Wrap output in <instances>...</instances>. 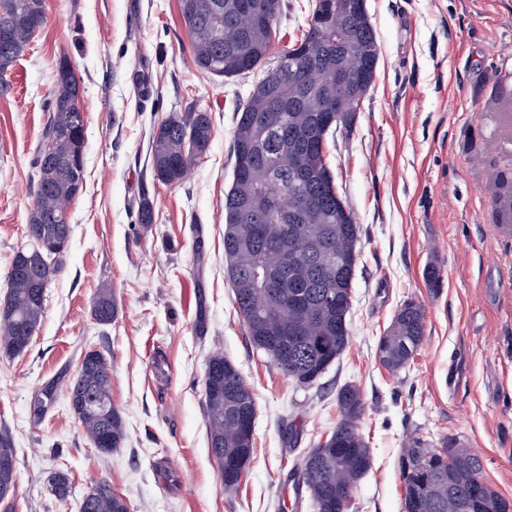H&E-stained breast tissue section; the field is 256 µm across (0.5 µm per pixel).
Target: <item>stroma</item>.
Returning <instances> with one entry per match:
<instances>
[{"label": "stroma", "mask_w": 512, "mask_h": 512, "mask_svg": "<svg viewBox=\"0 0 512 512\" xmlns=\"http://www.w3.org/2000/svg\"><path fill=\"white\" fill-rule=\"evenodd\" d=\"M37 32L0 90V304L25 242L33 162L56 64L71 62L86 116L84 185L68 208L62 271L25 352L0 356V427L17 450L13 512H79L110 479L129 512H282L293 466L335 429L336 395L357 385L371 455L349 512H402L398 458L412 438L454 436L512 501V227L499 224L487 175L498 165L489 108L512 78V0H366L379 43L373 84L349 127L328 141L338 192L360 226L344 353L303 388L251 346L224 275V196L233 181L237 107L251 78L200 72L178 0H44ZM213 122L207 154L179 184L154 180L150 140L169 113ZM155 221L142 224V197ZM436 264L443 286L424 279ZM110 284L111 325L91 301ZM419 303L426 336L394 373L377 357L398 308ZM112 362L122 448L98 452L65 397L40 423L42 382L75 375L82 350ZM239 370L257 407L252 460L225 492L208 448L203 378L211 353ZM68 477L54 496L50 479Z\"/></svg>", "instance_id": "obj_1"}]
</instances>
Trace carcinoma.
<instances>
[{"label": "carcinoma", "instance_id": "obj_1", "mask_svg": "<svg viewBox=\"0 0 512 512\" xmlns=\"http://www.w3.org/2000/svg\"><path fill=\"white\" fill-rule=\"evenodd\" d=\"M243 0H180V13L190 36L193 61L202 72L235 78L259 72L272 83L288 107L272 110L265 93L250 94L240 104L233 132V182L224 196L225 272L234 291L251 345L268 355L277 368L299 385L314 384L340 357L349 343L347 316L359 255V224L345 199L336 190L328 164L314 178H301L307 144L327 111L341 105L359 108L343 97L328 100L308 96L309 85L334 78L340 64L374 78L379 44L368 15L343 17L356 29V53H336V31L319 23L323 0H311L305 28L294 43L273 53V34L280 0H251L262 14L252 22L241 13ZM46 23L44 0H0V30L8 39L0 43V82ZM305 57L294 67L288 58L298 51ZM79 82L67 58L57 63L49 113L41 142L56 145L55 159L37 151L35 199L27 215L28 230L52 250L50 263L23 269L29 255L25 245L14 251L8 271L9 290L0 307V354L11 357L30 345L45 314L46 294L61 271L72 227L66 206L78 195L84 173L61 162L73 145L74 135H85L84 112L78 106ZM212 136L210 113L192 109L173 112L154 131L150 142L153 177L163 184L183 180L207 153ZM288 200V218L265 215L260 192L265 187ZM249 199L255 210L243 219L233 218L237 201ZM288 226V239L281 237ZM264 265L282 277L276 288L260 287L253 270ZM118 312L108 285L96 290L92 316L99 325H110ZM426 333L424 310L405 302L394 315L377 347L381 363L398 372L413 360ZM112 366L96 351L81 357L77 373L68 380L72 414L90 442L104 445L110 454L126 439L125 422L116 408L103 409L111 400ZM59 379L45 382L37 392L33 419L38 421L55 400ZM341 418L336 428L307 453L296 468L315 512H347L352 493L371 465L370 451L358 431L365 403L352 384L337 393ZM204 403L208 447L221 464L239 454L242 430L236 413L256 416L253 394L236 366L221 352L211 354L204 375ZM445 456H432L426 468L406 469L405 459L430 452L415 439L399 457L407 512H472L478 500L506 512L512 505L492 486L479 483L483 463L478 454L454 437L442 442ZM17 457L8 428H0V488H16ZM79 512H129L124 497L107 479L96 481L84 493Z\"/></svg>", "mask_w": 512, "mask_h": 512}]
</instances>
